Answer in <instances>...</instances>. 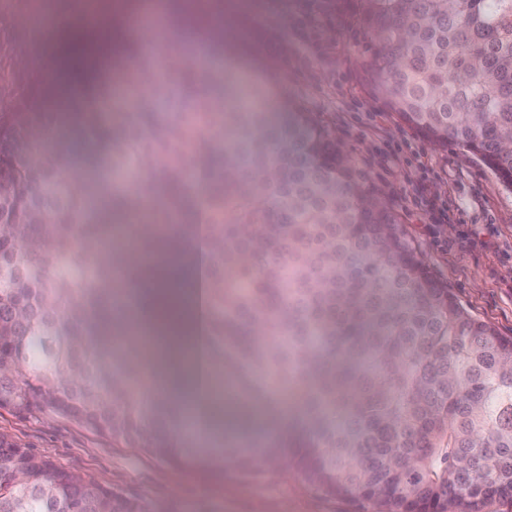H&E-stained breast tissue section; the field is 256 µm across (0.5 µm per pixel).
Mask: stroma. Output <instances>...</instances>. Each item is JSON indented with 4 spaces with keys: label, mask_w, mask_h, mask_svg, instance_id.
Instances as JSON below:
<instances>
[{
    "label": "stroma",
    "mask_w": 512,
    "mask_h": 512,
    "mask_svg": "<svg viewBox=\"0 0 512 512\" xmlns=\"http://www.w3.org/2000/svg\"><path fill=\"white\" fill-rule=\"evenodd\" d=\"M9 2L8 11L0 12V76L10 70L8 45H33L31 28L21 26L18 16L31 13L36 0ZM235 2L224 0V26L235 42L214 52L209 70L216 80L205 91L208 101L223 103L230 89L253 78L271 98L272 120L301 112L330 132L371 193L399 214L433 277L473 316L512 338V187L465 147L432 144L371 94L362 64L373 43L359 20V0H258L243 24ZM46 106L48 148L70 159L73 175L94 192L92 217L118 223L104 194L102 147L86 145L54 99ZM378 124L394 139L418 146L424 162L441 170V178L428 182L427 194L447 197L449 223L431 224L424 211L402 203L418 172L393 161L380 163L377 153L384 143L374 133ZM1 433L118 497L141 502L147 512H353L348 502L322 494L289 464H268L250 477L221 463L174 466L70 419L3 408Z\"/></svg>",
    "instance_id": "obj_1"
}]
</instances>
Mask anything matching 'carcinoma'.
I'll return each instance as SVG.
<instances>
[{
  "label": "carcinoma",
  "instance_id": "1",
  "mask_svg": "<svg viewBox=\"0 0 512 512\" xmlns=\"http://www.w3.org/2000/svg\"><path fill=\"white\" fill-rule=\"evenodd\" d=\"M374 50L364 81L402 121L436 144H461L512 187V0H360ZM126 50L152 69L156 53ZM25 56L12 83L26 84ZM93 128L111 138L103 169L151 172L144 190L176 197L165 236L208 246L197 288L209 370L234 382L247 407L302 416L288 445L241 447L220 430L213 460L253 472L271 458L293 465L324 494L374 512H484L512 502V338L472 316L428 271L396 213L368 198L348 157L302 114L282 127L266 110L208 106L175 121L112 111V89L92 84ZM0 407L60 413L172 463L170 433L133 394L150 351L87 340L93 305L112 306L122 254L142 252L126 286L154 280L157 243L137 229L125 250L87 220L86 191L69 162L43 152L41 112L18 98L0 112ZM113 206L130 217L143 198ZM32 485L51 495L18 501L0 467V512H146L96 496L101 486L59 480L32 448Z\"/></svg>",
  "mask_w": 512,
  "mask_h": 512
}]
</instances>
